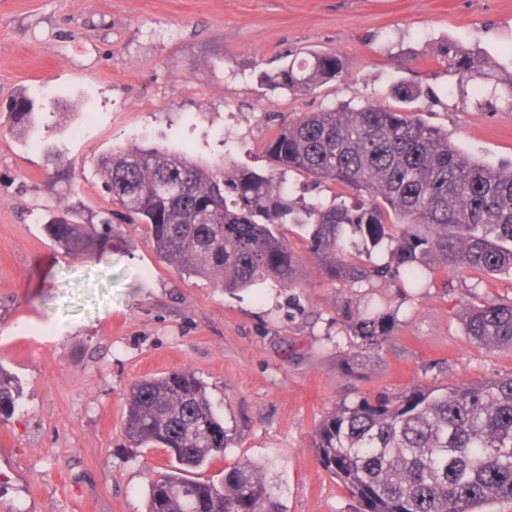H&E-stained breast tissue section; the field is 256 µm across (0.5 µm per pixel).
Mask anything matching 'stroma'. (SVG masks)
<instances>
[{
	"mask_svg": "<svg viewBox=\"0 0 512 512\" xmlns=\"http://www.w3.org/2000/svg\"><path fill=\"white\" fill-rule=\"evenodd\" d=\"M486 62L480 83L450 73L445 42ZM350 65L312 93L271 76L312 55ZM512 0H0V367L17 401L0 420V512H146L151 479L169 457L123 429L133 383L186 368L205 383L233 442L205 468L219 477L247 458L266 468L284 512H360L319 463L318 422L360 397L396 395L512 372V350L465 336L470 299H512V277L436 275L347 287L303 252L295 285L233 295L216 278L179 274L143 225L94 259L73 262L45 230L63 218L97 222L115 204L97 167L133 146H180L195 160L256 173L270 161L277 119L348 102L396 107L393 86L415 83L411 108L484 164L512 165ZM60 91L47 145L12 132L14 96ZM296 204L341 193L288 173ZM397 310L378 358L351 364L346 298Z\"/></svg>",
	"mask_w": 512,
	"mask_h": 512,
	"instance_id": "1",
	"label": "stroma"
}]
</instances>
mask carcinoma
Returning a JSON list of instances; mask_svg holds the SVG:
<instances>
[{
    "instance_id": "obj_1",
    "label": "carcinoma",
    "mask_w": 512,
    "mask_h": 512,
    "mask_svg": "<svg viewBox=\"0 0 512 512\" xmlns=\"http://www.w3.org/2000/svg\"><path fill=\"white\" fill-rule=\"evenodd\" d=\"M442 56L468 81L483 76L479 56L448 42ZM347 63L320 54L279 70L275 84L311 91L344 73ZM420 88L400 83L395 97L410 104ZM21 93L7 109L22 138L53 130ZM263 176L226 164L191 161L175 146L128 150L100 158L107 189L127 224L145 226L157 256L182 274L220 279L232 293L272 280L291 287L300 255L283 232V218L304 232L307 252L326 275L354 285L401 276L417 283L437 274L481 272L512 276V169L475 161L448 134L419 115L369 103L347 104L285 120L266 145ZM296 170L357 193L355 202L312 203L295 211L282 176ZM76 261L121 239L109 217L97 224L64 219L46 225ZM386 248L391 261L367 267L349 249ZM346 300L355 355L376 357L396 314L362 311ZM464 334L489 348L512 349V300L470 302ZM15 386L0 369V416L15 409ZM138 447L160 448L169 470L151 480L146 512H281L263 467L242 459L216 480L202 470L232 443L207 388L188 369L134 383L123 418ZM312 448L321 466L361 506V512H487L512 500V372L490 380L416 386L396 396L342 404L318 423Z\"/></svg>"
}]
</instances>
